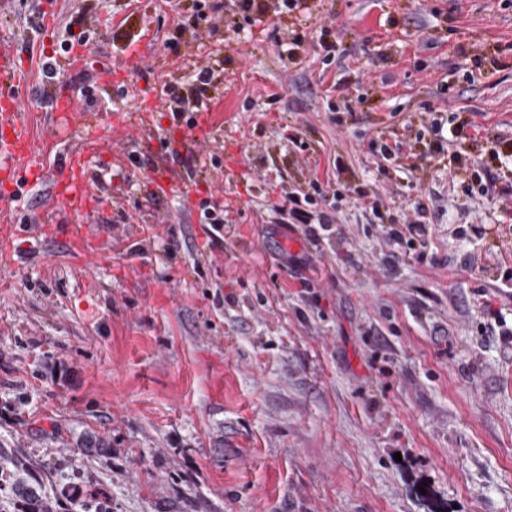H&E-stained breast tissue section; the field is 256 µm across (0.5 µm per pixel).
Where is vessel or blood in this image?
Masks as SVG:
<instances>
[{
	"label": "vessel or blood",
	"instance_id": "b4317fda",
	"mask_svg": "<svg viewBox=\"0 0 512 512\" xmlns=\"http://www.w3.org/2000/svg\"><path fill=\"white\" fill-rule=\"evenodd\" d=\"M17 50L14 43L0 39V78H16ZM19 99L14 93L0 96V173L8 180H15L26 173L32 161L34 146L25 125L17 112ZM85 161L80 152H70L65 161L64 173L53 185L57 198L85 210L101 203L99 195L86 188Z\"/></svg>",
	"mask_w": 512,
	"mask_h": 512
}]
</instances>
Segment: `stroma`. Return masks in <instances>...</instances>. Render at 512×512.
I'll list each match as a JSON object with an SVG mask.
<instances>
[{"label":"stroma","mask_w":512,"mask_h":512,"mask_svg":"<svg viewBox=\"0 0 512 512\" xmlns=\"http://www.w3.org/2000/svg\"><path fill=\"white\" fill-rule=\"evenodd\" d=\"M262 2L0 0L42 170L0 178V448L56 512H512V199L465 186L512 157V0ZM202 66L208 109L171 111ZM90 140L85 213L50 184ZM329 173L315 246L279 209Z\"/></svg>","instance_id":"1"}]
</instances>
